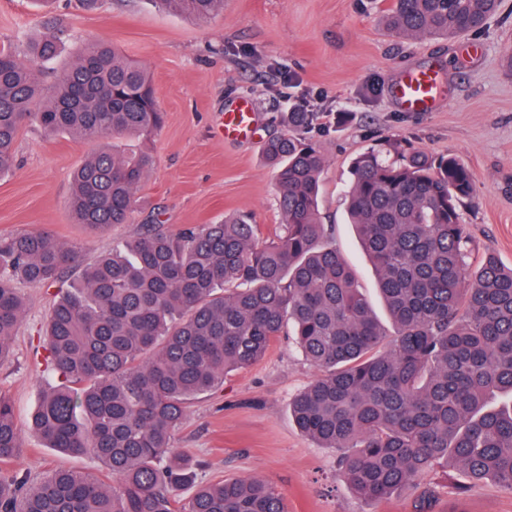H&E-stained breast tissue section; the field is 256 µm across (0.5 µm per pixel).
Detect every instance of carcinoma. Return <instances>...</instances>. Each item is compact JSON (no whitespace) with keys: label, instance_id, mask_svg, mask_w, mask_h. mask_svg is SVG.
<instances>
[{"label":"carcinoma","instance_id":"1","mask_svg":"<svg viewBox=\"0 0 512 512\" xmlns=\"http://www.w3.org/2000/svg\"><path fill=\"white\" fill-rule=\"evenodd\" d=\"M207 17L224 0H155ZM501 0H392L380 16L409 39L477 34ZM61 39L47 25L23 53L0 46V176L15 165L20 130L79 140L147 138L164 123L145 68L88 40L60 73ZM317 112L288 113V132L262 155L276 172L279 233L263 240L250 217L179 232L144 224L61 291L44 332L59 383L42 394L30 431L47 447L92 454L103 477L55 469L37 481L0 480V512H287L257 477L197 482L200 463L171 446L199 398L291 336L316 378L290 402L301 432L336 452L361 497L391 498L421 472L453 465L470 484L512 490V268L471 261L461 213L471 170L395 141L353 159L348 218L372 263L392 320L388 338L354 271L328 242L319 195L325 159L305 137ZM153 166L145 151L108 144L73 173L70 211L100 231L127 224ZM75 247L45 231L0 237V363L25 311L17 280L52 287L78 266ZM23 435L0 392V462ZM191 497H176L182 487ZM442 491L422 487L413 512Z\"/></svg>","mask_w":512,"mask_h":512}]
</instances>
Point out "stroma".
Segmentation results:
<instances>
[{
	"mask_svg": "<svg viewBox=\"0 0 512 512\" xmlns=\"http://www.w3.org/2000/svg\"><path fill=\"white\" fill-rule=\"evenodd\" d=\"M388 0H224V11L195 19L154 0H101L84 10L78 0H0V46L23 48L52 24L62 43L57 67L82 40L102 39L150 74L166 122L151 140L124 139L122 148L150 152L154 165L139 186L132 223L106 233L74 223L68 207L74 169L96 151L93 143L24 127L13 170L0 177V236L49 232L78 246L83 262L134 237L142 225L164 229L215 224L225 215L252 214L263 237L281 222L274 173L261 156L265 139L284 128V114L319 112L310 133L326 161L320 209L336 247L354 269L362 291L376 301V279L346 222L352 160L401 141L433 155L452 154L471 170L474 195L463 219L475 257L495 255L512 267V0L479 35L411 40L378 23ZM434 69L445 82L431 112L403 110L392 87L405 72ZM255 105L258 133L249 141L224 139L221 118L238 97ZM349 113L345 124L336 115ZM26 301L0 364V392L27 428L40 392L57 377L42 349L57 288L19 283ZM316 376L288 338L275 342L258 364L235 371L215 393L191 406L172 445L199 460L200 481L256 476L275 486L288 512H412L419 487L462 482L455 467L418 475L390 499L360 497L339 475L336 454L303 434L291 399ZM65 468L99 474L91 455L71 456L25 436L18 460L0 463V479L23 473L37 479ZM435 512H512V490L487 480L461 495H443Z\"/></svg>",
	"mask_w": 512,
	"mask_h": 512,
	"instance_id": "stroma-1",
	"label": "stroma"
}]
</instances>
